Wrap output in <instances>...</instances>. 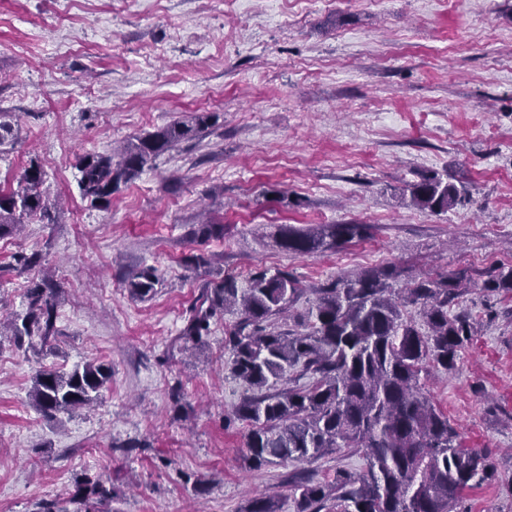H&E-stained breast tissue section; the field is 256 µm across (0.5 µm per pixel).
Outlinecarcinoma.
<instances>
[{"instance_id":"1","label":"carcinoma","mask_w":512,"mask_h":512,"mask_svg":"<svg viewBox=\"0 0 512 512\" xmlns=\"http://www.w3.org/2000/svg\"><path fill=\"white\" fill-rule=\"evenodd\" d=\"M217 116L194 113L128 142L118 156L86 154L78 161L79 186L92 206L110 203L122 184L137 178L159 155L199 138ZM44 172L27 167L18 189L0 191V238L34 217L50 216L39 190ZM411 202L433 213L453 209L465 199L463 185L436 174L407 185ZM365 224L279 226L277 243L289 253H323L361 240ZM391 266L338 276L313 289L314 304L298 328L278 321L304 293L288 274L256 270L244 280L228 275L201 289L178 340L195 345L210 334L219 313L234 310L238 321L225 337L232 373L254 389L234 416L250 425L246 448L252 468L310 462L348 451L362 455L365 468L339 467L333 476H292L295 512H458L463 492L483 481L490 463L485 454L459 447V433L448 416L420 389L419 376L430 364L456 368L460 352L475 332L471 315L451 313L463 278L422 279L396 295ZM160 284L158 270L146 267L128 281L130 293L148 299ZM484 287L512 293V266L493 271ZM57 296L52 280L27 288L26 308L8 323L20 343L58 334ZM420 309L425 327L406 317ZM112 378V366L88 362L70 372L40 369L30 397L45 416L70 412L98 400ZM309 379L306 384L300 383ZM112 488L100 475L85 476L72 498L98 505ZM246 512H280L272 496L256 497Z\"/></svg>"}]
</instances>
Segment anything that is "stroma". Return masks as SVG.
I'll use <instances>...</instances> for the list:
<instances>
[{"label": "stroma", "instance_id": "stroma-1", "mask_svg": "<svg viewBox=\"0 0 512 512\" xmlns=\"http://www.w3.org/2000/svg\"><path fill=\"white\" fill-rule=\"evenodd\" d=\"M0 190L37 162L51 221L0 239V319L22 312L32 281L60 287L58 335L35 350L0 340V512H64L86 475L112 480L103 512H245L273 495L294 512L286 477L361 470L353 453L250 468L248 388L216 316L203 342L178 335L202 286L256 269L304 288L397 265L398 286L462 272L456 308L478 325L456 369L420 375L422 392L486 454L492 475L463 492L461 512H512V294L490 272L512 266V0H0ZM194 112L200 138L156 157L109 205L79 188V157ZM462 183V203L434 214L404 192L421 175ZM224 227L204 241L202 219ZM364 224L365 239L290 254L279 225ZM40 269L12 270L16 253ZM201 254L205 266H187ZM156 267L146 300L127 280ZM112 367L92 408L46 417L31 405L36 371Z\"/></svg>", "mask_w": 512, "mask_h": 512}]
</instances>
